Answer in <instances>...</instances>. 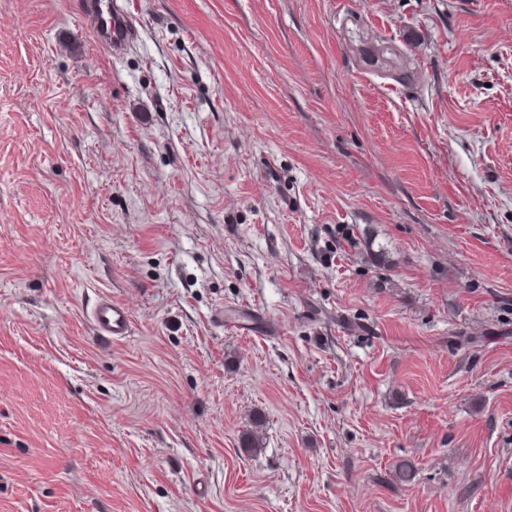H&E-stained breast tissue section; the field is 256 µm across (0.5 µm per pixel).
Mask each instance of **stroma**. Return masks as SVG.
<instances>
[{"label": "stroma", "instance_id": "obj_1", "mask_svg": "<svg viewBox=\"0 0 512 512\" xmlns=\"http://www.w3.org/2000/svg\"><path fill=\"white\" fill-rule=\"evenodd\" d=\"M83 2L0 0V512H512V0ZM116 0H85L84 18L89 23L96 44L112 57L123 54L133 38V26ZM349 24L345 28L347 48L357 66L381 79L406 84L422 79L416 54L422 46L418 39L383 38L357 18ZM92 320L95 328L105 336L122 340L130 336L132 318L129 309L112 299H102L93 309Z\"/></svg>", "mask_w": 512, "mask_h": 512}]
</instances>
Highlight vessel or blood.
I'll list each match as a JSON object with an SVG mask.
<instances>
[{
	"label": "vessel or blood",
	"mask_w": 512,
	"mask_h": 512,
	"mask_svg": "<svg viewBox=\"0 0 512 512\" xmlns=\"http://www.w3.org/2000/svg\"><path fill=\"white\" fill-rule=\"evenodd\" d=\"M84 18L104 52L117 57L130 46L133 26L127 12L115 0H85ZM92 320L101 334L113 339L122 340L131 333L130 311L120 302L101 300L92 312Z\"/></svg>",
	"instance_id": "obj_1"
}]
</instances>
